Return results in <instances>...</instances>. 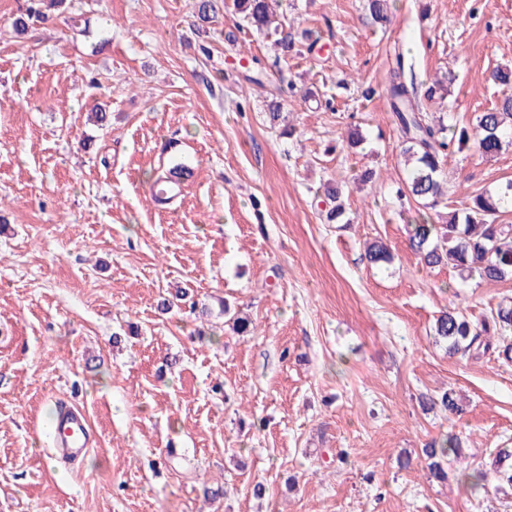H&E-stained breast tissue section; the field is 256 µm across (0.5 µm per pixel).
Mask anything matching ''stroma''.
<instances>
[{
    "label": "stroma",
    "instance_id": "obj_1",
    "mask_svg": "<svg viewBox=\"0 0 512 512\" xmlns=\"http://www.w3.org/2000/svg\"><path fill=\"white\" fill-rule=\"evenodd\" d=\"M196 2L67 0L21 34L29 0H0V512H512L461 480L512 448V363L432 332L512 279L419 264L385 96L400 51L418 91L453 75L448 110L474 124L512 68V0H395L386 26L364 0H280L284 60L232 0L203 25ZM278 87L290 136L266 117ZM170 143L197 174L160 209ZM443 177L460 207L512 180V145L449 155ZM329 184L350 223L327 222ZM375 240L392 261L367 262ZM449 389L464 415L424 410ZM60 400L95 436L72 465L51 455ZM451 433L440 481L421 450Z\"/></svg>",
    "mask_w": 512,
    "mask_h": 512
}]
</instances>
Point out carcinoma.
<instances>
[{"instance_id": "1", "label": "carcinoma", "mask_w": 512, "mask_h": 512, "mask_svg": "<svg viewBox=\"0 0 512 512\" xmlns=\"http://www.w3.org/2000/svg\"><path fill=\"white\" fill-rule=\"evenodd\" d=\"M64 0H31L27 13L14 19L13 27L24 31L32 20L48 18L47 11ZM276 0H233L234 11L247 25L264 35L270 34L275 22ZM372 16L383 23L390 21L389 0H367ZM414 82L406 79V62L402 53L395 55L386 85V96L401 138L405 177L398 185L402 198H412L434 211L447 208L448 191L438 178L441 162L454 146L474 143L488 160L495 159L503 146L512 141V95H506L493 107L480 113L473 126L434 121L422 104L416 101ZM327 199L333 203L327 212L329 222H340L345 215V203L338 189H326ZM512 207V182L496 192L484 191L470 197L460 208H448V219L438 224L428 217L410 225L409 245L421 262L428 267L448 266L462 280L478 275L485 282L512 278V224H501L498 217ZM369 262L388 261L391 254L381 241L365 247ZM434 335L448 342V354L470 357L491 347V338L499 341L504 361H512V301L480 319L468 316L466 309L451 305L435 319ZM440 406L449 414L461 416L465 405L448 390L440 398L430 400L427 408ZM460 437L450 435L422 449L428 460L431 476L447 480L442 460L461 451ZM495 482V490L512 491V450L498 449L494 456L481 464L470 475L473 489H486L488 481Z\"/></svg>"}]
</instances>
